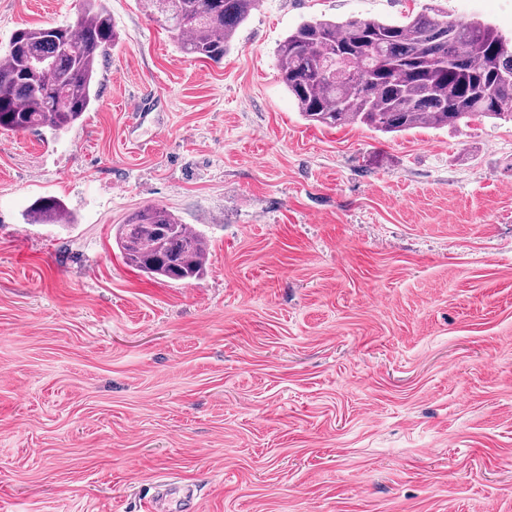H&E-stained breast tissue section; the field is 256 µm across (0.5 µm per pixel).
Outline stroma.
Masks as SVG:
<instances>
[{
    "label": "stroma",
    "mask_w": 512,
    "mask_h": 512,
    "mask_svg": "<svg viewBox=\"0 0 512 512\" xmlns=\"http://www.w3.org/2000/svg\"><path fill=\"white\" fill-rule=\"evenodd\" d=\"M105 6L98 104L0 132V512H145L167 476L198 512H512V122L317 126L275 56L428 6L510 35L512 0H260L218 63ZM80 9L0 0V48ZM41 196L69 221L26 223ZM148 206L204 234L200 278L124 263Z\"/></svg>",
    "instance_id": "35a3bbf8"
}]
</instances>
